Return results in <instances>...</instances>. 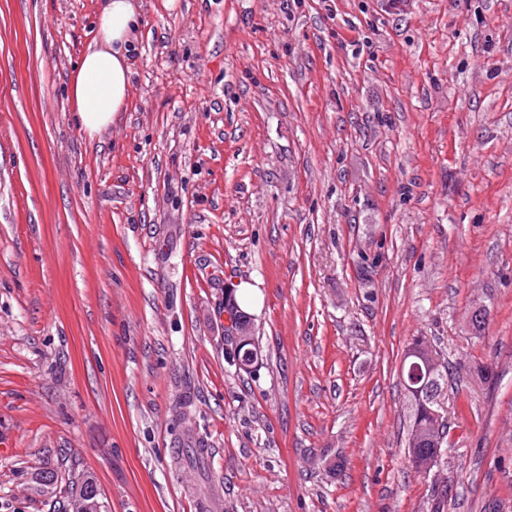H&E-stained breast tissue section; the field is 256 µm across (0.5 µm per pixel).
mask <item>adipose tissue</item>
Here are the masks:
<instances>
[{"label":"adipose tissue","instance_id":"1","mask_svg":"<svg viewBox=\"0 0 512 512\" xmlns=\"http://www.w3.org/2000/svg\"><path fill=\"white\" fill-rule=\"evenodd\" d=\"M140 25L134 0H107L96 35L73 69L69 81L73 117L88 137L99 134L126 108L132 82L128 49Z\"/></svg>","mask_w":512,"mask_h":512}]
</instances>
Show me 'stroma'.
<instances>
[{
	"instance_id": "1",
	"label": "stroma",
	"mask_w": 512,
	"mask_h": 512,
	"mask_svg": "<svg viewBox=\"0 0 512 512\" xmlns=\"http://www.w3.org/2000/svg\"><path fill=\"white\" fill-rule=\"evenodd\" d=\"M104 2L0 0V512H66L68 472L107 512H430L450 475L448 512H512V0H137L91 138ZM417 336L451 372L425 477ZM140 25L133 0H107L96 35L73 69L69 81L73 117L88 137H95L125 111L132 82L128 48ZM226 322L227 323L224 325V333L225 336H227V341H230L231 344L232 341L230 336L235 340H238L240 344L253 341L255 333L253 323L250 318H248V321L246 322L245 319H238L229 315ZM414 361H417L413 358H408L405 361V364L402 367V374L406 383L405 389L408 392V397L411 405V425L408 432V440H407V454L410 458L413 467L415 468L416 472H418L421 476L425 477L427 474L429 475L431 470H433L434 467H437L441 464V461L444 456V450H445V444H446V436H447V422L445 420V417L443 416L442 421L445 420V423L441 422V416L443 415L440 411H435V407L442 406L441 402V396L435 397V401H432V399H428L424 391L421 393V395H418L414 392L413 389L417 388L419 384H415L412 380V377L410 375V369L411 365ZM433 411H435V415L439 417V422H436V419H434ZM435 425H437L435 427ZM419 429L421 433L432 431V432H439V429L441 428V435H444V440L442 444V455L438 459H434L435 456V448H439L440 444L439 441L435 443L434 448H430V444L427 441V435H423L419 438V443L417 444V448L411 449V440L414 437V432L416 429ZM428 458L434 459L433 467L428 472H422L421 467L423 465V462L426 461Z\"/></svg>"
}]
</instances>
